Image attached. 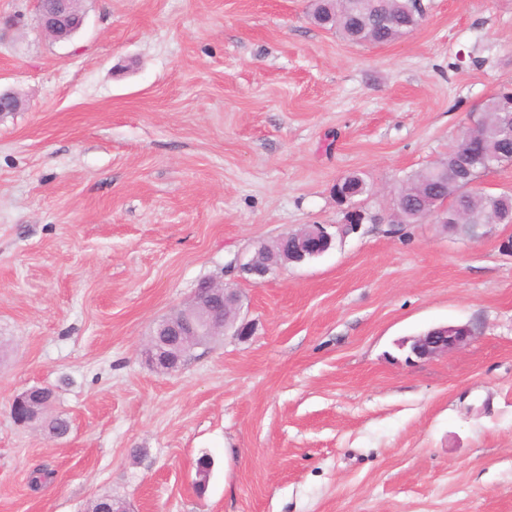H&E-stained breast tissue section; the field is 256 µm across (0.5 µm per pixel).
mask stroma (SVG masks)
<instances>
[{
    "label": "stroma",
    "mask_w": 512,
    "mask_h": 512,
    "mask_svg": "<svg viewBox=\"0 0 512 512\" xmlns=\"http://www.w3.org/2000/svg\"><path fill=\"white\" fill-rule=\"evenodd\" d=\"M384 45L316 26L310 0H81L47 37L0 0V512H512V254L390 192L445 157L512 79V0H422ZM368 217L262 284L255 243ZM204 281L238 289L252 334L174 372L147 340ZM445 324L461 349L407 361ZM49 387L69 431L15 422ZM212 460L206 485L197 462ZM38 466L50 483L32 490ZM266 248L265 242H259L250 256L244 259H237L235 266L241 278L251 280L254 284H261L264 280L283 265L280 263H266L259 265L257 263V255ZM472 334L467 325L449 324L431 328L420 336H412L400 341L398 347L407 349L409 361L412 356L417 359H427L453 351L464 346Z\"/></svg>",
    "instance_id": "35a3bbf8"
}]
</instances>
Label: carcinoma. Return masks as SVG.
Returning <instances> with one entry per match:
<instances>
[{
    "instance_id": "cac0c4a2",
    "label": "carcinoma",
    "mask_w": 512,
    "mask_h": 512,
    "mask_svg": "<svg viewBox=\"0 0 512 512\" xmlns=\"http://www.w3.org/2000/svg\"><path fill=\"white\" fill-rule=\"evenodd\" d=\"M420 12L417 0H315L312 4L316 24L348 40L373 45L391 43L413 30L421 21ZM481 112L484 119L474 136L460 138L446 157L407 178L400 188L398 223H415L416 215L430 213L447 200L448 212L439 217L441 221L458 223L460 208L473 224H512L511 193L464 195L455 182L457 170L464 166L474 176L507 165L512 154V88L501 86ZM341 188L357 196L369 193L367 182L357 173L342 178Z\"/></svg>"
}]
</instances>
